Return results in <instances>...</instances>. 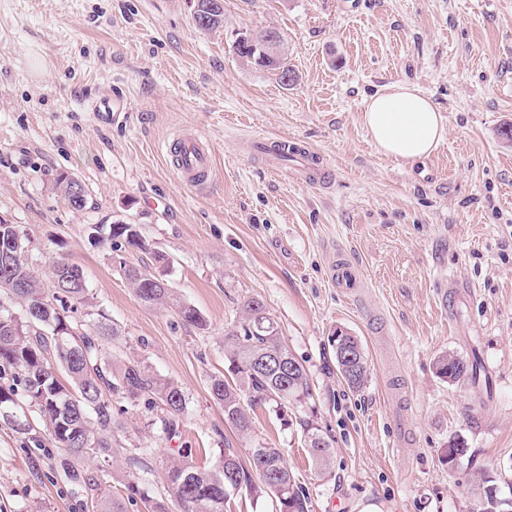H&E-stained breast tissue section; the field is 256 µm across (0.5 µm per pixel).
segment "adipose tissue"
I'll return each instance as SVG.
<instances>
[{"label":"adipose tissue","mask_w":512,"mask_h":512,"mask_svg":"<svg viewBox=\"0 0 512 512\" xmlns=\"http://www.w3.org/2000/svg\"><path fill=\"white\" fill-rule=\"evenodd\" d=\"M362 120L380 153L406 163L428 157L445 135L441 113L416 87L401 81L374 93Z\"/></svg>","instance_id":"ef3b65f1"}]
</instances>
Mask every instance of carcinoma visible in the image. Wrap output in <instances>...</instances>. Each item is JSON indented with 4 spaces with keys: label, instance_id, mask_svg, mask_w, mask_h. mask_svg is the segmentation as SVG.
<instances>
[{
    "label": "carcinoma",
    "instance_id": "1",
    "mask_svg": "<svg viewBox=\"0 0 512 512\" xmlns=\"http://www.w3.org/2000/svg\"><path fill=\"white\" fill-rule=\"evenodd\" d=\"M236 55L255 68L275 73L278 79L294 74L287 63L274 68L264 62L262 47L237 41ZM109 240L112 249L122 246L144 249L132 224H114ZM30 239L16 224L0 223V296L14 302L9 309L0 302V377L10 373L12 383L0 384V418L13 430L42 445L48 439L72 457L96 465L87 474L86 488L96 493L100 512H125L112 499L104 476L105 464L116 454L112 436L118 423L112 414V397L144 402L160 409L154 425L159 437L171 438L187 410V397L174 380L157 373L144 360L119 359L106 353L102 341L119 337L118 329L87 310L82 318L66 314L67 303L85 304L86 288L78 282L81 268L64 259L52 261L53 287L48 288L34 270ZM134 294L148 307L173 309L182 324L203 331L207 319L185 302L173 288L154 284L163 276L135 268L124 269ZM338 373L352 390L368 380V357L361 339L343 334L334 341ZM230 362L225 375L210 377L212 399L224 408V420L238 435L252 439L247 460L235 449L225 448L210 466H197L187 456H168L159 465L166 493L153 497L138 477L128 479L127 500L142 501L146 512H227L231 496L245 489L254 499H270L275 512H308L305 489L288 467L282 449L273 442L252 438L251 411L274 404L283 409L303 405L311 397L303 365L282 341L280 327L260 301L250 298L241 305L238 324L225 334ZM55 354L69 384L57 377L48 355ZM292 365L284 372L279 365ZM437 375L451 382L481 378L477 358L463 359L452 353L438 357ZM35 412L45 431L37 430L24 415ZM305 445L322 471L330 468L332 448L319 429L302 421ZM478 512H502L499 488L481 478Z\"/></svg>",
    "mask_w": 512,
    "mask_h": 512
}]
</instances>
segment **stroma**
<instances>
[{
    "label": "stroma",
    "instance_id": "35a3bbf8",
    "mask_svg": "<svg viewBox=\"0 0 512 512\" xmlns=\"http://www.w3.org/2000/svg\"><path fill=\"white\" fill-rule=\"evenodd\" d=\"M276 29L298 80L243 64L239 33ZM406 81L444 117L445 136L413 164L377 153L362 125L369 97ZM119 96L125 117L98 123L93 101ZM512 0H224V24L198 30L191 0H0V217L25 229L34 269L63 255L123 350L188 398L177 437L157 439L145 407L113 398L119 451L106 481L126 512L131 451H184L199 465L249 448L211 398L227 372L224 329L255 298L305 367L312 396L253 414L255 436L282 448L309 512H476L478 479L512 497ZM208 141V187L189 189L167 148ZM259 137L306 143L329 177L295 161L271 172ZM89 203L71 206L60 173ZM146 250L113 251L115 222ZM166 264H158L155 254ZM354 287H340L337 264ZM164 275L207 331L144 306L122 265ZM461 300L442 310L449 286ZM358 336L370 374L350 390L329 340ZM478 356L486 383L435 373L447 352ZM334 450L320 472L300 420ZM467 453L446 462L448 440ZM77 462L0 424V512H97L71 479Z\"/></svg>",
    "mask_w": 512,
    "mask_h": 512
}]
</instances>
